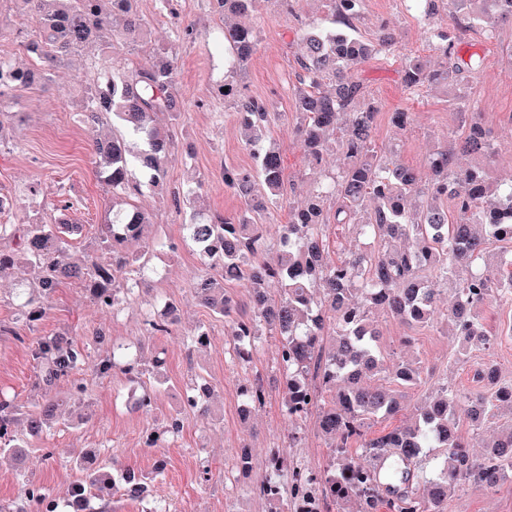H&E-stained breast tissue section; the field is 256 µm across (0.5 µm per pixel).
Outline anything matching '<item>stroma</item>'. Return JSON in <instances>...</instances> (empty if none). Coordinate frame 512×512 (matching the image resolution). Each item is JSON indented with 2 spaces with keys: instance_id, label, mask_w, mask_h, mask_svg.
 <instances>
[{
  "instance_id": "stroma-1",
  "label": "stroma",
  "mask_w": 512,
  "mask_h": 512,
  "mask_svg": "<svg viewBox=\"0 0 512 512\" xmlns=\"http://www.w3.org/2000/svg\"><path fill=\"white\" fill-rule=\"evenodd\" d=\"M137 8L147 23L152 45L172 49L186 104L173 128L175 153L167 180L162 186L143 188L137 203L152 213L156 232L178 241L180 248L174 254L164 251L153 256V270L140 284L137 296L117 313L98 308L80 284H60L49 300L47 316L28 330L22 341L6 332L20 313L18 284L11 278L0 280V392L15 399L23 413L66 392L68 384L64 381L50 388L39 386L29 355L30 339L65 332L84 344L94 358L110 354L116 340L140 342L144 362L163 358L158 400L152 411H132L135 392L123 374L87 376L82 420L51 429L44 443L28 449L24 462L0 454V505L21 502L32 483L45 487L56 498H64L80 477L74 457L96 448L118 466L148 476V492L141 501L113 496L107 506L91 500L90 512H100L104 506L109 512H153L161 504L168 512H269V503L250 492L246 483L230 481L238 448H252L258 477L264 473L267 449H279L318 469L326 465L329 450L314 420L297 429L283 418L281 393L276 388L250 420L241 421L239 384L256 375L267 381L277 377L279 339L265 338L246 367L232 366L224 352L223 318L200 305L194 296L197 256L191 246L182 244L183 218L171 207L173 191L196 185L200 205L209 215L237 218L245 212L243 201L224 186L225 166L248 167L253 160L244 147L231 106L217 92L227 74L224 51L215 39L222 19L212 0H173L169 12L162 10L159 0H138ZM23 12L21 0H0V21L10 24L0 33V59L16 66L34 62L24 49L32 25ZM459 20L455 6L443 0L429 24L456 32L455 57L467 60L483 56L487 66L467 82L431 86L412 100L398 80V57L371 63L365 72L369 93L384 105L377 117L374 142L381 150L395 148L398 159L406 165L423 167L437 141L446 139L461 123L457 113L448 109L449 97H465L477 102L496 149L484 164L492 179L506 180L512 178V62L506 57L507 49L512 48V27L500 26L495 39L490 40L483 26L465 29L459 27ZM246 22L258 30L260 42L236 79L248 94L271 104L267 137L282 151L285 198L297 202L319 172L306 160L293 136L297 122L293 110L296 52L288 48L287 40L296 21L282 12L275 0H266ZM180 23L193 26L194 40H176ZM383 24L396 33L400 54L412 52L431 63L441 62L440 52L426 39L424 24L407 11L404 0H363L358 32L372 39ZM113 40L112 32H104L95 46L54 64L48 81L17 88L0 98V196L14 204L11 221L82 225V235L69 240V251L76 257L96 248L99 227L112 211V193L99 178L91 150L94 135L111 134L112 120L107 117L91 127L84 123L82 113L84 89L111 63ZM402 107L410 109L413 122L399 130L390 124L389 114ZM32 185L37 187V194L29 193ZM160 295L174 301L177 322L170 335L152 337L144 331L143 312ZM483 316L489 335L496 338L494 355L503 380L511 382L512 307L494 303L485 308ZM376 319L383 331L387 366L410 359L434 373L433 378L406 388L410 404L423 401L438 381L461 391L473 389L468 367L455 362L457 343L442 326L417 329L414 346L402 350L398 340L405 327L381 313ZM199 326L208 330L209 345L187 348L186 336ZM198 375L215 389L211 410L205 415L184 410L180 404L186 382ZM172 415L183 417L182 434L167 440L163 447H148V432ZM295 433L300 434V443L292 442ZM160 457L166 467L158 476L154 470ZM204 468L209 471L205 478L200 475ZM447 512H512V483L495 491L456 492L448 500Z\"/></svg>"
}]
</instances>
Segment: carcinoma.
<instances>
[{
	"instance_id": "1",
	"label": "carcinoma",
	"mask_w": 512,
	"mask_h": 512,
	"mask_svg": "<svg viewBox=\"0 0 512 512\" xmlns=\"http://www.w3.org/2000/svg\"><path fill=\"white\" fill-rule=\"evenodd\" d=\"M33 22L26 43L28 53L54 64L61 58L97 42L99 32L114 19L124 21L120 40L135 48L144 39L143 23L135 0H25ZM263 0H215L222 18L257 11ZM335 27L310 23L292 31L289 46H297L294 111L297 142L313 162L332 150L342 162L328 180L310 190L304 199L288 206L284 224H259L284 196L285 172L281 151L267 139L270 104L246 94L233 81L224 83V100L234 110L244 133L253 166L224 167V186L246 206L237 220L199 219L181 225L182 239L191 243L202 274L193 286L195 296L214 314L224 318L228 336L224 351L233 366L252 361L266 336L280 337L277 353L282 416L298 427L313 415L317 431L328 440L330 460L323 470L305 465L287 466L265 474L252 491L275 507L289 512L290 483L311 490L327 512H343L355 500L360 512H444L448 496L457 489L492 491L512 479V422L503 426L488 453L479 458L458 431L456 415L462 411L477 432L496 414L498 404L512 406V386L499 385L500 369L488 348L494 342L484 327L482 310L489 304H512V250L502 251L496 265L488 262L489 245L512 243V180L492 183L484 167L462 166L459 153L489 154L492 144L474 101L458 97L448 106L464 117L448 141L429 154L422 170L398 162L392 150L376 148L373 132L380 104L366 98L362 73L374 60L395 56L396 37L389 31L365 40L355 34L362 0H323ZM462 22L487 24L486 36L495 35L499 22H512V0H452ZM426 38L444 61L431 67L420 57L406 55L398 69L400 84L412 98L434 85L448 84L485 66L480 57L455 62L451 49L454 32L429 27ZM228 67L242 70L257 49L259 34L240 22L221 27ZM20 85L37 84L48 76L39 65L17 70ZM85 117L96 122L112 114L122 132L94 141L93 151L102 164L104 181L112 187V200L125 207L112 209V219L101 225L100 250L112 256L104 261L88 255L70 260L68 237L82 233L80 224H0V276H29L37 293L24 302L19 323L32 327L47 314L50 294L61 283H80L102 309H114L134 296L148 272L150 255L177 247L167 238L150 236L147 213L130 199L141 192L132 178L136 167L147 182L160 185L167 177L173 150L172 127L182 112L180 89L172 61L156 53L149 67H129L112 59V73L87 90ZM140 139L144 148L132 152L127 140ZM331 224L353 225L372 240L374 248L354 250L328 259L327 230ZM131 242L141 243L135 253ZM237 283L248 304L241 306L227 293ZM278 284L280 294L268 286ZM457 285L447 313L438 319L443 291ZM382 311L411 329L440 322L459 344L456 361L473 373L477 391L460 392L444 383L418 408L413 421L367 435L370 420L391 419L405 409L404 394L381 380L366 381L382 371L381 333L370 315ZM150 334L170 333L165 315L144 319ZM481 348L483 358L470 360ZM39 379L47 386L69 379L71 390L51 398L39 410L25 415L28 438L15 433L18 407L0 397V452L21 454L50 428L72 416L85 385L73 375L89 371L105 377L118 370L137 378L144 374L133 346L112 341V355L89 358L85 349L66 334L41 336L31 350ZM422 367L403 361L393 379L410 385L420 380ZM214 391L195 381L186 390L188 408L208 410ZM269 386L256 376L240 390L242 411L260 407ZM183 422L169 418L157 436L180 435ZM440 448L434 472L422 479L418 466L426 449ZM82 479L69 499L92 496L112 498L120 490L139 499L145 482L134 471L114 467L102 472L96 455L74 460ZM253 455L242 449L232 467L247 476Z\"/></svg>"
}]
</instances>
